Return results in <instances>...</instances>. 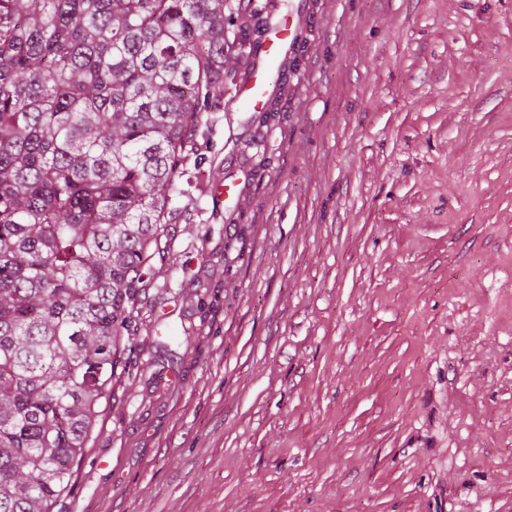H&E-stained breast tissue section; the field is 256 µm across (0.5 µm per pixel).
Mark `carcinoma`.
Returning <instances> with one entry per match:
<instances>
[{
    "instance_id": "1",
    "label": "carcinoma",
    "mask_w": 512,
    "mask_h": 512,
    "mask_svg": "<svg viewBox=\"0 0 512 512\" xmlns=\"http://www.w3.org/2000/svg\"><path fill=\"white\" fill-rule=\"evenodd\" d=\"M229 0H0V512H52L224 104Z\"/></svg>"
}]
</instances>
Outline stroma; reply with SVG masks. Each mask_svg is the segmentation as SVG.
<instances>
[{"label": "stroma", "mask_w": 512, "mask_h": 512, "mask_svg": "<svg viewBox=\"0 0 512 512\" xmlns=\"http://www.w3.org/2000/svg\"><path fill=\"white\" fill-rule=\"evenodd\" d=\"M231 4L174 258L57 512H512V0ZM298 29L291 25H285L277 30L273 38L267 40L266 60L267 73L258 82L246 87L243 90V100L245 103L257 105L260 99L266 94L268 86V76L273 68L277 56L285 44H292L298 37Z\"/></svg>", "instance_id": "obj_1"}]
</instances>
